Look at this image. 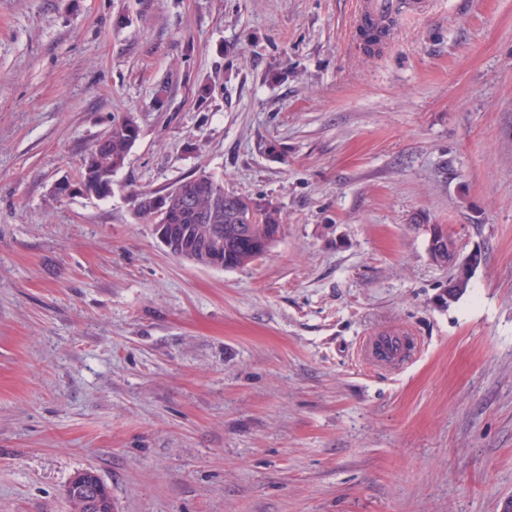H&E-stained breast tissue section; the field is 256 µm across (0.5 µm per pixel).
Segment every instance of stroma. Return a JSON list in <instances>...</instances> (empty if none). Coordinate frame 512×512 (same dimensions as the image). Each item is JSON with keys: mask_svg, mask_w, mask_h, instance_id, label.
<instances>
[{"mask_svg": "<svg viewBox=\"0 0 512 512\" xmlns=\"http://www.w3.org/2000/svg\"><path fill=\"white\" fill-rule=\"evenodd\" d=\"M0 0V512H502L512 499V0ZM208 88L207 104L198 91ZM132 114L111 197L57 198ZM280 208L257 261L168 253L137 193ZM481 265L466 294L429 225ZM400 331L403 364L360 342ZM397 0H358L354 24L358 23L361 17L374 22L382 23L395 14ZM68 494L74 500L73 510L77 512L102 509L106 499L104 486L89 470H82L72 477Z\"/></svg>", "mask_w": 512, "mask_h": 512, "instance_id": "stroma-1", "label": "stroma"}]
</instances>
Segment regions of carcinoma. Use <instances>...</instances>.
Instances as JSON below:
<instances>
[{"instance_id":"cac0c4a2","label":"carcinoma","mask_w":512,"mask_h":512,"mask_svg":"<svg viewBox=\"0 0 512 512\" xmlns=\"http://www.w3.org/2000/svg\"><path fill=\"white\" fill-rule=\"evenodd\" d=\"M130 128L134 136L123 133ZM139 135V127L132 116L112 121V129L94 147L99 187L112 188V175L125 164V160ZM170 202L166 224H173L188 240L204 233L201 220L194 211L181 207L179 198L190 196L197 207L214 216L213 223L224 225V263L228 268H239L264 256L274 243L267 238L268 226L283 223L280 210L262 198H251L224 190V185L213 176L202 173L183 179L166 192ZM252 226L253 238L243 243L241 227Z\"/></svg>"}]
</instances>
